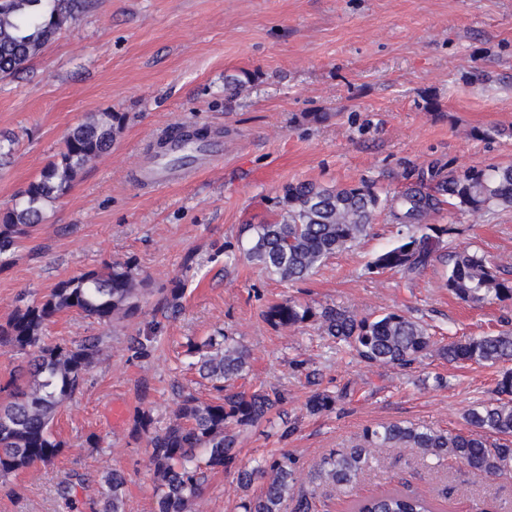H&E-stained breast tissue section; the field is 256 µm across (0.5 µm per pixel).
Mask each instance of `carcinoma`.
Listing matches in <instances>:
<instances>
[{
	"label": "carcinoma",
	"instance_id": "1",
	"mask_svg": "<svg viewBox=\"0 0 512 512\" xmlns=\"http://www.w3.org/2000/svg\"><path fill=\"white\" fill-rule=\"evenodd\" d=\"M83 0H0V78L19 73L25 63L81 12ZM251 82L247 72L228 75L224 90L236 93ZM126 117L100 112L73 127L65 137L59 159L17 192L10 209L0 213V259L14 255L20 242L44 220L46 206L66 194L81 172L112 147ZM170 138L186 147L208 139V130L178 129ZM458 211L482 215L512 207V165L467 168L446 175L439 171L396 195H381L365 184L325 187L313 182L288 183L275 202L277 218L250 224L240 258L260 266L285 282L313 273L329 257L349 250L365 237L378 213L385 211L400 224L401 239L377 254L372 268L410 277L432 259L436 240L425 223L443 204ZM444 287L471 307L512 300V278L501 265L467 248L448 254ZM140 289L127 265H112L59 283L39 301L26 302L0 324V347L24 354L17 378L7 385L0 402V478L54 462L64 443L52 433L59 405L79 391L106 343L105 336H84L54 343L44 340V328L61 312L75 311L99 324L134 315ZM185 288L179 281L166 291L165 308L178 313ZM265 320L276 328L291 329L312 322L321 334L343 342L361 361L377 366L407 367L433 353L450 363L496 366L512 362V330L469 336L437 345L428 326L400 311L359 316L350 310L326 306L316 311L294 299L270 305ZM157 336H132L127 349L135 359L149 356ZM198 374L216 392L204 401L188 392L179 396L170 422L154 425L148 410L134 418L133 431L146 438L151 468L154 512H195L209 475L234 471L247 492L259 481L257 495H245L243 512H313L320 489L338 496L350 493L364 474L380 468L378 448H403L428 467L450 460L475 477L512 474V369L500 372L494 398L477 403L465 413L467 431L442 432L429 426L394 422L369 426L348 448L322 456L299 480L296 459L283 452L255 465L239 463L238 435L259 426L283 397L276 390L249 391V349L223 333L200 345ZM336 395L315 391L307 409L312 414L332 411ZM128 479L119 470L105 473L90 512H124ZM355 512H440L431 492L395 488L377 497L359 499Z\"/></svg>",
	"mask_w": 512,
	"mask_h": 512
}]
</instances>
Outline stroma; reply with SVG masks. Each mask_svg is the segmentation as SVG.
I'll use <instances>...</instances> for the list:
<instances>
[{
    "label": "stroma",
    "mask_w": 512,
    "mask_h": 512,
    "mask_svg": "<svg viewBox=\"0 0 512 512\" xmlns=\"http://www.w3.org/2000/svg\"><path fill=\"white\" fill-rule=\"evenodd\" d=\"M252 81L234 97L224 78ZM120 112L126 122L111 149L50 205L45 219L0 264V324L21 298H42L59 282L112 263L143 280L140 311L110 327L63 312L46 342L107 335L74 399L57 410L64 442L54 465L10 476L0 512H68L60 483L85 479L77 512L103 473L129 478L126 512H153L140 409L168 424L179 391L207 400L210 384L189 370V341L225 333L251 353L248 384L284 396L267 421L241 438L243 463L288 452L308 472L362 429L395 421L439 430L465 428V411L490 399L497 367L423 357L409 368L372 366L337 351L316 326L270 325L268 306L295 298L361 316L401 310L429 325L437 342L512 328V301L471 308L444 288L441 257L469 247L512 271V208L477 217L441 207L429 222L442 234L438 260L414 278L369 263L400 239L388 215L369 236L328 259L313 275L284 282L234 261L244 225L275 218L287 183L371 185L404 190L433 169L512 163V0H86L40 55L0 79V138L14 142L0 162V210L55 160L69 130L88 115ZM205 127L224 146L222 163L151 189L134 171L165 130ZM186 285L183 308L163 302L173 281ZM159 336L148 358H131L130 337ZM347 391L335 410L309 414L314 391ZM100 439L99 447L86 443ZM383 471L361 478L350 497L323 498L317 512H350L351 499L397 486L467 482L443 512H512V476L472 477L456 463L431 472L406 451L382 449ZM234 473L212 475L197 512H239Z\"/></svg>",
    "instance_id": "35a3bbf8"
}]
</instances>
